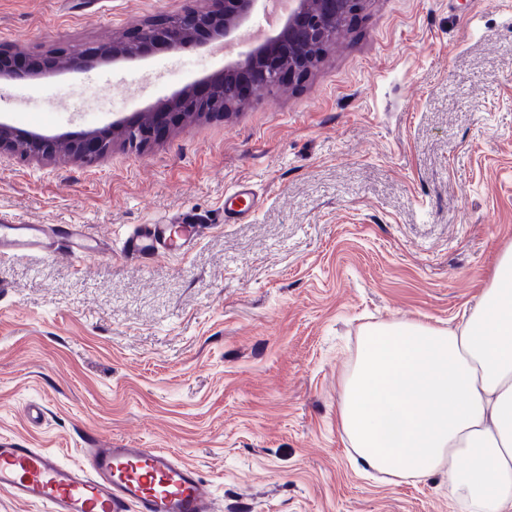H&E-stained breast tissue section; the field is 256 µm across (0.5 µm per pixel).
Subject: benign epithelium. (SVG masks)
I'll return each instance as SVG.
<instances>
[{"label": "benign epithelium", "mask_w": 512, "mask_h": 512, "mask_svg": "<svg viewBox=\"0 0 512 512\" xmlns=\"http://www.w3.org/2000/svg\"><path fill=\"white\" fill-rule=\"evenodd\" d=\"M269 0H216V7H190L175 18L155 27L139 30L128 36L138 44L137 54L128 56L121 42L115 41L105 49L100 61L120 62L140 60L153 53V49L179 52L222 40L231 46L240 41L241 31L258 9ZM345 0H288V9L278 24L249 44L237 59L225 64L224 70L212 77L202 78L173 93L155 111L147 114L148 125L142 120L115 121L112 127L90 132L83 140L69 145V152L77 159L93 163L105 155L109 133L122 130L131 143L137 145L164 135L179 117L204 114L219 95H233L246 100L243 85L253 88L273 87L281 78L283 63H288V79L304 77L317 59L305 54L310 47H326L335 37L333 26L342 11ZM13 56L0 47V77L24 79L29 71L5 68ZM31 144L30 154L49 157L56 152V144L37 136L26 137ZM15 155L16 139L13 129L0 123V155Z\"/></svg>", "instance_id": "obj_1"}]
</instances>
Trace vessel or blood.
<instances>
[{"mask_svg": "<svg viewBox=\"0 0 512 512\" xmlns=\"http://www.w3.org/2000/svg\"><path fill=\"white\" fill-rule=\"evenodd\" d=\"M255 206L250 186H239L224 201L225 210L245 218ZM60 239L42 225L0 221V257L33 251L88 253L79 225H60ZM201 235L185 224L173 236L167 224H151L129 233L124 251L140 261L156 258L172 245L189 246ZM0 491L21 502L46 505L48 512H215L210 487L195 468L161 448L114 444L87 448L83 462L69 466L52 451L28 448L0 438Z\"/></svg>", "mask_w": 512, "mask_h": 512, "instance_id": "b4317fda", "label": "vessel or blood"}]
</instances>
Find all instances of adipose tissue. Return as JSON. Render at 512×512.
Here are the masks:
<instances>
[{
	"label": "adipose tissue",
	"instance_id": "adipose-tissue-1",
	"mask_svg": "<svg viewBox=\"0 0 512 512\" xmlns=\"http://www.w3.org/2000/svg\"><path fill=\"white\" fill-rule=\"evenodd\" d=\"M342 390L338 422L362 464L443 471L463 512H512V248L460 324L365 326Z\"/></svg>",
	"mask_w": 512,
	"mask_h": 512
}]
</instances>
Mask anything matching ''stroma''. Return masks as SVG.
Returning <instances> with one entry per match:
<instances>
[{"mask_svg": "<svg viewBox=\"0 0 512 512\" xmlns=\"http://www.w3.org/2000/svg\"><path fill=\"white\" fill-rule=\"evenodd\" d=\"M190 2L0 0V46L40 60ZM225 62L211 44L0 79V121L75 139ZM243 183L259 207L225 221ZM187 213L206 227L187 251L123 256ZM0 216L103 248L0 258V437L71 465L105 441L170 449L222 512H458L444 475L356 464L337 411L363 325L459 323L512 245V0H364L310 75L232 115L91 165L0 158Z\"/></svg>", "mask_w": 512, "mask_h": 512, "instance_id": "stroma-1", "label": "stroma"}]
</instances>
